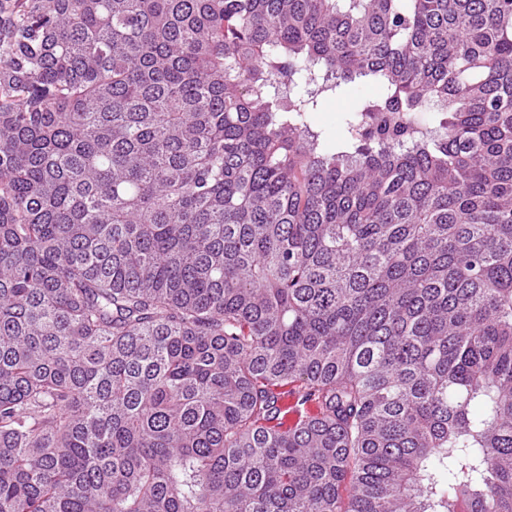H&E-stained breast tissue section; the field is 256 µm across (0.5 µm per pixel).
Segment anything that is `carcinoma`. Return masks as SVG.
<instances>
[{
    "label": "carcinoma",
    "instance_id": "cac0c4a2",
    "mask_svg": "<svg viewBox=\"0 0 512 512\" xmlns=\"http://www.w3.org/2000/svg\"><path fill=\"white\" fill-rule=\"evenodd\" d=\"M0 512H512V0H0ZM375 92L371 85L354 82L344 87V92L336 98L324 102L312 116L313 126L322 131L329 146L336 144V132L343 112H348L355 102Z\"/></svg>",
    "mask_w": 512,
    "mask_h": 512
}]
</instances>
